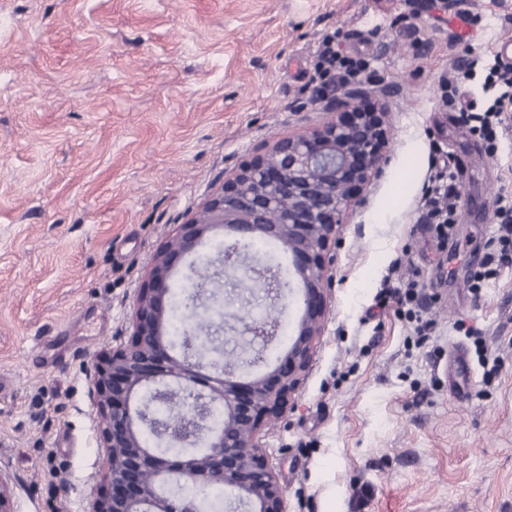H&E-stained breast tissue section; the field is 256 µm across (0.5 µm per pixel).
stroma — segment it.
<instances>
[{
    "mask_svg": "<svg viewBox=\"0 0 512 512\" xmlns=\"http://www.w3.org/2000/svg\"><path fill=\"white\" fill-rule=\"evenodd\" d=\"M0 0V467L17 512H87L105 450L86 368L126 345L160 247L224 176L335 120L316 105L323 41L361 56L391 162L339 234L312 367L259 443L288 512H512V265L472 277L512 201V130L484 106L512 0ZM473 63L454 103L445 80ZM463 171L454 227L419 216ZM228 273L213 328L239 352L250 319L296 313ZM415 283L418 336L385 286Z\"/></svg>",
    "mask_w": 512,
    "mask_h": 512,
    "instance_id": "1",
    "label": "stroma"
}]
</instances>
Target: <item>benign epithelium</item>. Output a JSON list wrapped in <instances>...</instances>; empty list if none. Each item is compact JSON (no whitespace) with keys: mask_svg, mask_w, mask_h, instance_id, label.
Listing matches in <instances>:
<instances>
[{"mask_svg":"<svg viewBox=\"0 0 512 512\" xmlns=\"http://www.w3.org/2000/svg\"><path fill=\"white\" fill-rule=\"evenodd\" d=\"M373 93L396 95L394 86L372 82L329 99L324 109L339 118L302 134L279 139L246 166L224 177L220 192L154 257L135 299L130 343L88 371L90 395L107 464L100 492L88 512H200L198 501L174 498L149 477L193 486H220L245 512H287L277 474L265 463L257 436L265 420L280 414L310 370L332 285L331 267L340 227L365 207L354 190L383 176L386 112L354 104ZM248 248L273 241L286 250L300 288L248 264L238 251L224 253L215 277L232 271L257 283L275 299L296 304L299 318L284 355L258 362L247 375L203 361L189 349L173 355L168 324L174 277L182 262L216 231ZM252 341L267 344L277 324H244ZM178 389L185 399L173 431L155 407ZM151 432L155 441L145 438ZM16 476L0 468V512H16Z\"/></svg>","mask_w":512,"mask_h":512,"instance_id":"obj_1","label":"benign epithelium"}]
</instances>
